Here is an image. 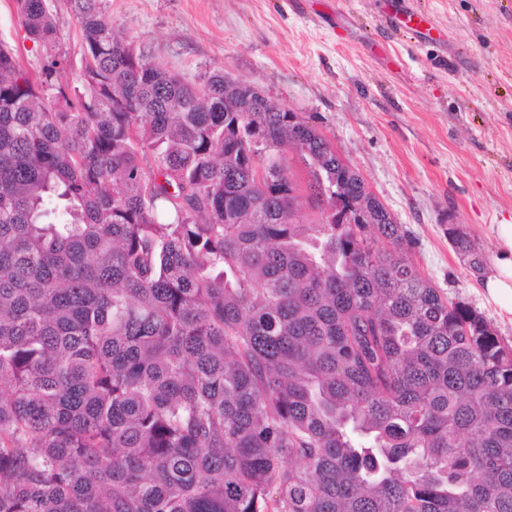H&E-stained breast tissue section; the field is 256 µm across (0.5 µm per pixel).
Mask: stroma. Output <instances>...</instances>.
Segmentation results:
<instances>
[{"label":"stroma","mask_w":512,"mask_h":512,"mask_svg":"<svg viewBox=\"0 0 512 512\" xmlns=\"http://www.w3.org/2000/svg\"><path fill=\"white\" fill-rule=\"evenodd\" d=\"M114 28L186 80L215 69L321 132L412 240L411 261L512 345L483 264L512 223V0H103ZM14 0L0 41L30 67ZM448 239L454 249L459 255L460 259L465 262L470 268H478L482 264L480 255L474 248L472 242L467 234L459 227L449 225Z\"/></svg>","instance_id":"35a3bbf8"}]
</instances>
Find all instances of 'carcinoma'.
Listing matches in <instances>:
<instances>
[{
  "label": "carcinoma",
  "mask_w": 512,
  "mask_h": 512,
  "mask_svg": "<svg viewBox=\"0 0 512 512\" xmlns=\"http://www.w3.org/2000/svg\"><path fill=\"white\" fill-rule=\"evenodd\" d=\"M62 7L80 85L47 0H16L37 69L0 42V512H512V346L362 175ZM52 7H57L58 23L60 28V45L70 60V69L67 79L72 86H78V75L81 67V47L79 41V28L77 21L67 13L59 4L51 2Z\"/></svg>",
  "instance_id": "carcinoma-1"
}]
</instances>
